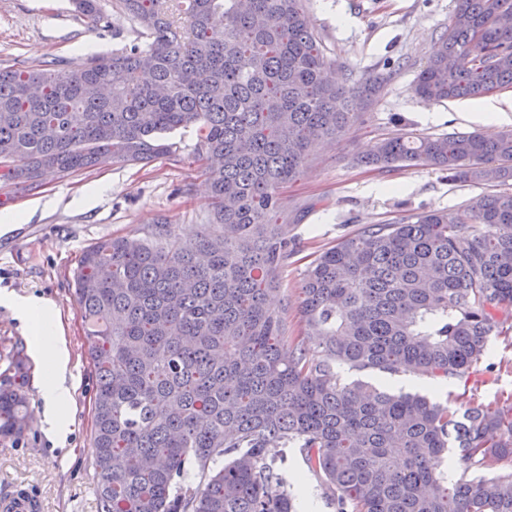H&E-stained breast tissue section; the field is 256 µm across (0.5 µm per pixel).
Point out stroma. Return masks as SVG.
I'll return each mask as SVG.
<instances>
[{
  "label": "stroma",
  "mask_w": 512,
  "mask_h": 512,
  "mask_svg": "<svg viewBox=\"0 0 512 512\" xmlns=\"http://www.w3.org/2000/svg\"><path fill=\"white\" fill-rule=\"evenodd\" d=\"M111 28L94 29L71 0H0V68L38 66L63 59L81 67L89 55L131 43L136 33L118 0H99ZM311 26L338 78L381 77L382 87L359 120L340 137L316 145L300 176L281 192L282 212L299 245L282 272L273 306L288 311V333L304 327L300 285L312 260L371 224H389L426 211L463 217L471 229V202L502 192L496 182L450 180L426 166L375 168L357 164L379 140L407 134L453 132L496 135L512 130V88L490 94L503 108L498 122L479 121L468 101H424L414 92L426 64L452 21L455 0H307ZM172 156L150 164L110 162L65 177L46 175L37 193L11 192L4 208L25 211L22 224L0 236V292L52 300L64 326L76 386L73 422L48 433L36 384L44 370L29 359L27 427L18 438L0 437V499L27 488L41 512H98L92 448L96 379L76 302L73 272L81 253L103 238H149L154 224H173L184 240L209 232L213 222L207 175L196 161L197 129L168 133ZM479 371L446 390L452 408L512 405V314L498 317ZM27 330L0 305V383L12 377V356L29 347Z\"/></svg>",
  "instance_id": "obj_1"
}]
</instances>
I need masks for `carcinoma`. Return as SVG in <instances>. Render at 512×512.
Here are the masks:
<instances>
[{
	"label": "carcinoma",
	"instance_id": "obj_1",
	"mask_svg": "<svg viewBox=\"0 0 512 512\" xmlns=\"http://www.w3.org/2000/svg\"><path fill=\"white\" fill-rule=\"evenodd\" d=\"M75 10L105 21L98 0ZM145 41L76 71L0 69V186L35 191L120 161L172 154L163 134L197 127L218 231L181 242L106 238L74 272L96 378L100 512H298L268 457L295 448L335 512H512V407L345 383L342 366L446 386L482 361L512 307V193L373 224L322 251L301 286L305 330L268 304L296 242L280 189L339 137L380 78L329 74L304 0H120ZM419 71L434 101L512 87V0H456ZM360 162L430 166L453 180L512 181V132L377 142ZM0 386V436L23 432L25 379ZM454 454L465 469H448ZM494 476H469L470 469ZM199 478L189 481L190 475Z\"/></svg>",
	"mask_w": 512,
	"mask_h": 512
}]
</instances>
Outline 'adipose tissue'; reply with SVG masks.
Listing matches in <instances>:
<instances>
[{"label": "adipose tissue", "mask_w": 512, "mask_h": 512, "mask_svg": "<svg viewBox=\"0 0 512 512\" xmlns=\"http://www.w3.org/2000/svg\"><path fill=\"white\" fill-rule=\"evenodd\" d=\"M0 304L11 308L32 335V348L50 370L39 381L45 402L43 418L50 430L71 419L73 386L67 379L69 355L55 304L42 299H25L6 293Z\"/></svg>", "instance_id": "adipose-tissue-1"}]
</instances>
